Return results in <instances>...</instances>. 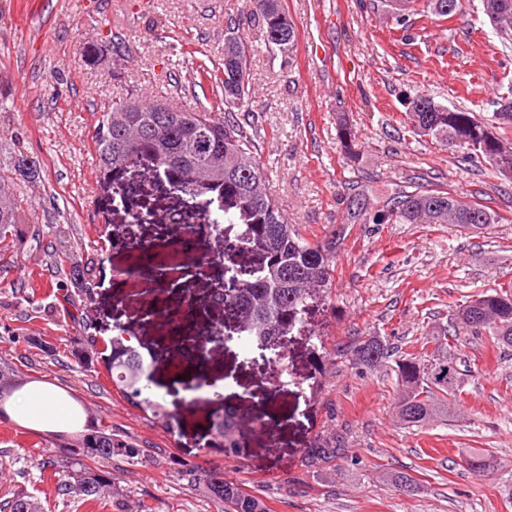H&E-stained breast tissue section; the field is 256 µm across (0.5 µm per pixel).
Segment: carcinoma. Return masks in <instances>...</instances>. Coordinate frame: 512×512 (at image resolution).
Instances as JSON below:
<instances>
[{"mask_svg": "<svg viewBox=\"0 0 512 512\" xmlns=\"http://www.w3.org/2000/svg\"><path fill=\"white\" fill-rule=\"evenodd\" d=\"M253 17L261 22L268 44L282 52L293 51L297 29L281 6V0H250ZM483 12L500 39L512 42V0H482ZM247 47L230 25L224 38V112L216 115L183 109L163 112L162 103H146L138 97L128 101L134 112H119L115 102L101 112L95 135L98 166L103 178H112V189L123 190L122 181L138 178L148 190L170 187L177 197L220 202L223 217L216 238L224 249L216 260L238 263L246 254L257 262L239 266V274L224 288V318L233 322L237 334L253 340L271 355L278 369H286L289 338L295 334L317 335L311 312L328 311L334 282L336 255L351 224H454L482 230L499 222V215L475 200L451 189L416 187L401 189L383 200V209L371 213L370 193L353 191L345 199L346 218L331 227L320 240L307 239L287 222L279 202L265 187L256 159L254 138L240 110L249 97L245 80H228L233 71L247 69ZM411 133L429 136L445 146L468 149L473 163L486 161L498 178L512 182V148L493 125L479 121L471 112L451 109L434 99L419 96L409 102ZM19 212L15 181L0 174V245L9 247ZM451 328L431 338L435 347L420 354L404 353L373 336L352 351L357 365L386 366L400 390L399 418L410 427L448 415V397L463 383L461 361L448 354L451 342L460 336L486 334L494 346L512 352V282L495 284L451 314ZM138 338L121 329L110 341L112 384L134 402L149 419L167 416L163 404L151 397L152 372L135 342ZM245 421L227 407L211 419L209 429L223 445L224 454L238 455L237 434ZM81 452L60 466V495L82 500L112 495V472L98 467L119 455L137 456L129 441L114 438L102 429L79 440ZM468 470L476 475L490 471L489 455L474 452ZM211 496L224 503V512H267L264 501L232 482H210ZM0 512H41L38 498L21 490L0 501Z\"/></svg>", "mask_w": 512, "mask_h": 512, "instance_id": "1", "label": "carcinoma"}]
</instances>
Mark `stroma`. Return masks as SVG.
Returning a JSON list of instances; mask_svg holds the SVG:
<instances>
[{
	"mask_svg": "<svg viewBox=\"0 0 512 512\" xmlns=\"http://www.w3.org/2000/svg\"><path fill=\"white\" fill-rule=\"evenodd\" d=\"M297 26L291 53L269 47L245 0H0V171L17 157L40 167L19 184L22 222L0 255V360L15 386L49 380L72 391L91 430L108 428L140 448L139 463L113 458L116 489L104 501L59 495L53 466L68 457L69 434L34 433L0 417V497L25 489L45 512H223L212 479L259 495L269 512H512V356L468 336L456 353L470 365L448 418L410 427L395 414L390 369L353 363L370 336L417 353L447 328L456 306L512 281V183L490 165L474 169L459 148L410 136L408 103L425 94L442 105L492 118L512 94V44H503L481 0L462 14L391 19L382 0H281ZM236 23L248 48V107L258 121L256 158L289 223L315 240L339 224L350 189L380 198L415 186H444L497 212L473 231L453 224H354L337 254L327 312L315 320L326 352L314 360L305 337L288 345L297 384H269L259 353L227 344L218 355L178 347L159 319L145 326L150 300L204 302L223 289L214 277L186 276L167 290L153 278L127 288L113 271L134 244L157 238L172 203L144 201L148 223L113 241L121 215L101 177L93 135L112 102L138 95L186 109H224V34ZM355 135L356 161L337 140L340 121ZM40 228L45 243L31 232ZM62 238L83 263L55 275L47 241ZM89 281V292L76 288ZM140 336L152 391L168 415L148 421L113 387L105 345L116 327ZM193 361L222 401L186 403L173 364ZM319 374L313 398L299 386ZM234 405L274 427H243L228 458L208 430ZM321 443L335 445L319 453ZM490 451L478 476L465 458ZM409 473L414 493L388 473Z\"/></svg>",
	"mask_w": 512,
	"mask_h": 512,
	"instance_id": "obj_1",
	"label": "stroma"
}]
</instances>
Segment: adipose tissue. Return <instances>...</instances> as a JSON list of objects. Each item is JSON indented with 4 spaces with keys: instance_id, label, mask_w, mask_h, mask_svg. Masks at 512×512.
<instances>
[{
    "instance_id": "obj_1",
    "label": "adipose tissue",
    "mask_w": 512,
    "mask_h": 512,
    "mask_svg": "<svg viewBox=\"0 0 512 512\" xmlns=\"http://www.w3.org/2000/svg\"><path fill=\"white\" fill-rule=\"evenodd\" d=\"M0 416L35 433L73 434L87 423L71 391L45 380L26 383L1 398Z\"/></svg>"
}]
</instances>
